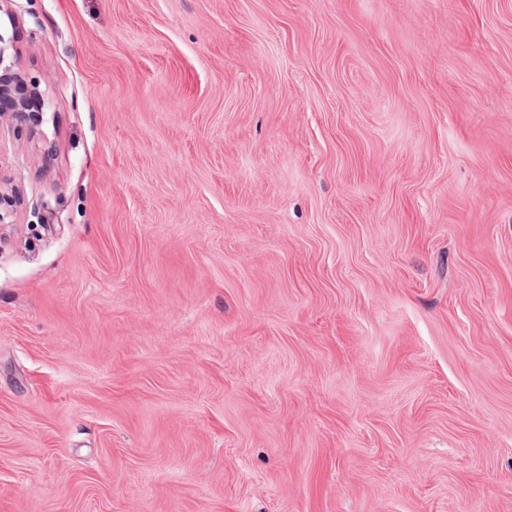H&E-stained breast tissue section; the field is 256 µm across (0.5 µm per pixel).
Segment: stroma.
<instances>
[{
	"mask_svg": "<svg viewBox=\"0 0 512 512\" xmlns=\"http://www.w3.org/2000/svg\"><path fill=\"white\" fill-rule=\"evenodd\" d=\"M0 13V512H512V0ZM36 103L41 112L35 110ZM44 106L39 84L19 67L17 49L0 31V118L7 116L15 126H29L36 132Z\"/></svg>",
	"mask_w": 512,
	"mask_h": 512,
	"instance_id": "1",
	"label": "stroma"
}]
</instances>
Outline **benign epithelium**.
I'll return each instance as SVG.
<instances>
[{
	"instance_id": "obj_1",
	"label": "benign epithelium",
	"mask_w": 512,
	"mask_h": 512,
	"mask_svg": "<svg viewBox=\"0 0 512 512\" xmlns=\"http://www.w3.org/2000/svg\"><path fill=\"white\" fill-rule=\"evenodd\" d=\"M44 106L39 84L22 71L13 42L0 34V118L7 116L11 123L35 132Z\"/></svg>"
}]
</instances>
